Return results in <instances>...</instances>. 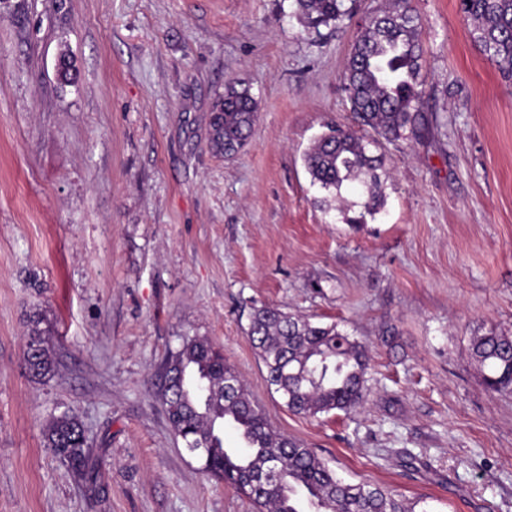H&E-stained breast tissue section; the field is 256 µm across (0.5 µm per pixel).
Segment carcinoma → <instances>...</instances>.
<instances>
[{
	"mask_svg": "<svg viewBox=\"0 0 512 512\" xmlns=\"http://www.w3.org/2000/svg\"><path fill=\"white\" fill-rule=\"evenodd\" d=\"M295 13L315 30L337 26L350 17L355 0H294ZM473 26L475 41L487 57L512 74V0H460ZM421 20L409 0L365 21L362 35L347 58L343 81L347 102L370 137L332 126L305 154L312 182L343 204L347 224L363 223L382 205L384 162L376 153L380 141H393L414 131L423 108L420 40ZM257 101L251 88L225 85L211 144L244 146L251 136ZM361 187L363 209L348 216L351 205L342 196L349 183ZM248 339L262 360L270 386L289 410L316 416L357 408L364 401L369 374L366 346L336 324L319 325L278 308L260 307L250 317ZM36 344L24 354L33 378L55 371L48 342L34 333ZM471 354L486 386L512 390V336L493 330L475 335ZM172 391L160 401L175 433L188 441L207 442L201 472L245 494L259 512H415L416 503L369 484H346L310 448L274 434L223 353L204 338L184 339L165 362ZM235 429L243 447H224V427ZM44 446L89 487L96 485L97 460L89 448L83 423L74 415L53 417L43 428ZM277 463L286 490L267 486L263 474Z\"/></svg>",
	"mask_w": 512,
	"mask_h": 512,
	"instance_id": "cac0c4a2",
	"label": "carcinoma"
}]
</instances>
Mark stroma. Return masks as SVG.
<instances>
[{
	"mask_svg": "<svg viewBox=\"0 0 512 512\" xmlns=\"http://www.w3.org/2000/svg\"><path fill=\"white\" fill-rule=\"evenodd\" d=\"M390 3L356 0L317 32L293 0L0 5V512H256L201 473L160 404L165 361L194 336L347 483L420 512H512V391L487 390L470 350L512 336V76L459 0H411L424 109L380 148V213L345 224L303 162L353 126L344 65L360 18ZM231 80L258 116L227 157L209 139ZM263 305L365 343L363 405L289 411L247 338ZM34 332L54 345L42 380L24 363ZM65 412L102 458L97 494L43 446Z\"/></svg>",
	"mask_w": 512,
	"mask_h": 512,
	"instance_id": "35a3bbf8",
	"label": "stroma"
}]
</instances>
